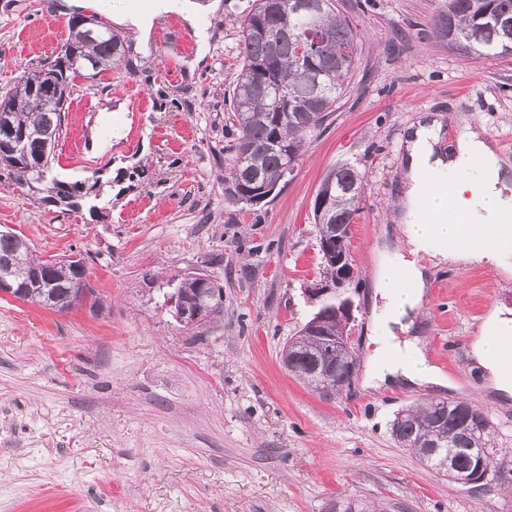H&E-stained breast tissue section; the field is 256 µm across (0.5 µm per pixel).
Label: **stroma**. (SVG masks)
Masks as SVG:
<instances>
[{"mask_svg": "<svg viewBox=\"0 0 512 512\" xmlns=\"http://www.w3.org/2000/svg\"><path fill=\"white\" fill-rule=\"evenodd\" d=\"M113 2L91 0L87 12L126 40V56L95 81L77 79L54 162L65 180L98 176L104 217L34 200L0 177V230L45 260L82 254L104 301L60 313L0 297V512H327L347 500L382 512H512V398L487 389L471 356L486 318L512 310V257L420 258L427 302L411 333L455 388L362 386L380 314L375 265L404 245L393 202L406 132L425 114L446 130L471 127L512 172V58L450 49L433 33L441 0H333L360 34L354 73L282 190L252 206L224 181L236 135L225 100L251 0H195L202 58L189 26L159 52L114 22ZM68 19L58 0H0V93L55 58ZM116 117L124 136L103 146ZM342 163L365 175L345 290L357 367L349 388L325 397L280 355L319 309L304 294L321 272L311 202ZM192 272L224 292L223 314L200 329L166 307ZM437 294L452 318L435 317ZM432 397L490 417V486L450 481L393 440L395 415Z\"/></svg>", "mask_w": 512, "mask_h": 512, "instance_id": "obj_1", "label": "stroma"}]
</instances>
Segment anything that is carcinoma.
Instances as JSON below:
<instances>
[{"instance_id":"carcinoma-1","label":"carcinoma","mask_w":512,"mask_h":512,"mask_svg":"<svg viewBox=\"0 0 512 512\" xmlns=\"http://www.w3.org/2000/svg\"><path fill=\"white\" fill-rule=\"evenodd\" d=\"M254 0L239 22V55L242 65L232 89L230 120L237 137L229 148L227 178L232 197L243 190L263 198V189L279 185L290 175L309 135L320 129L335 111L336 102L355 68L357 31L333 10L332 0H281L285 10L263 12ZM74 16L67 24L61 51L50 63L15 80L13 88L0 95V115L18 131H27L26 155L12 154L8 136L0 139V156L19 187L34 185L45 192L39 201H49L64 211L77 207L85 182L65 181L54 174V155L44 156L42 135L60 137L62 100L71 99L78 77L95 79L118 64L125 54L120 36L99 23L93 34ZM435 34L452 35L451 48L473 58L512 56V0H443L433 27ZM39 75L46 76L60 97L43 99ZM339 192L323 214L312 209L315 227L323 224L351 226L363 200L364 175L345 163L328 173L315 197L327 193L329 179ZM355 188L346 196L343 190ZM0 263L12 268L20 282L38 269L37 287L27 288L23 302L68 311L72 284L85 274L81 261L48 263L31 247L9 232H0ZM214 286L201 280L184 285V302L191 311L210 302ZM344 324L336 314L325 317L327 335L301 336L294 349L291 373L318 392L340 391L356 367V357L336 350L332 334ZM398 445L411 451L431 468L447 473L451 468L474 482L498 469L494 429L485 413L461 401L429 400L406 409L398 422Z\"/></svg>"}]
</instances>
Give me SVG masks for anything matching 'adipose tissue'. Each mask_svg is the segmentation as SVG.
Returning a JSON list of instances; mask_svg holds the SVG:
<instances>
[{
	"label": "adipose tissue",
	"mask_w": 512,
	"mask_h": 512,
	"mask_svg": "<svg viewBox=\"0 0 512 512\" xmlns=\"http://www.w3.org/2000/svg\"><path fill=\"white\" fill-rule=\"evenodd\" d=\"M179 14L190 26H197L198 15L192 0H153L150 12L128 7L118 8L120 23L139 30L149 28L153 18ZM441 125L422 118L410 126L406 138L405 166L407 181L401 194L402 232L408 252H393L381 262L375 273V293L384 302L376 326L380 347L370 357L363 378L367 388H377L391 381L410 384L450 386L448 376L420 353L415 341L401 339L409 330L424 291L426 270L418 260L426 253L439 261L486 258L497 260L512 255V176L508 175L498 155L476 132L463 128L448 150H440ZM478 159L476 176H469L468 164ZM452 178L459 208L465 213L476 234L469 245H458L450 224H437L431 213L440 212V198H425L423 186L428 178ZM500 223L504 229L499 241L486 239L485 225ZM411 286H404V279ZM512 336V317L491 313L472 344V355L488 373V385L500 396L512 397V373L504 370L493 356L501 337Z\"/></svg>",
	"instance_id": "obj_1"
}]
</instances>
